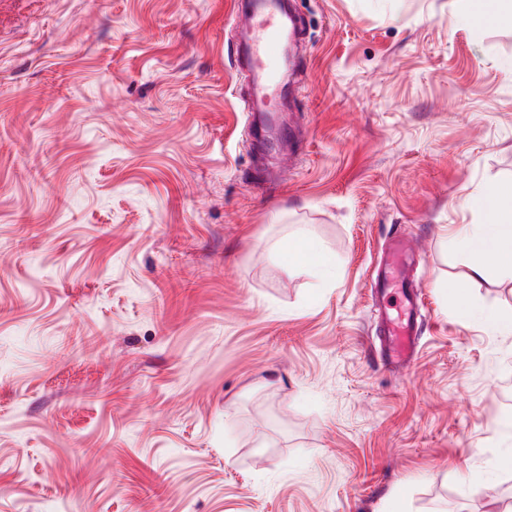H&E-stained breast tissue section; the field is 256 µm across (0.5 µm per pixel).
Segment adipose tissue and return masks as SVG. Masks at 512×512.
Returning <instances> with one entry per match:
<instances>
[{
  "instance_id": "ef3b65f1",
  "label": "adipose tissue",
  "mask_w": 512,
  "mask_h": 512,
  "mask_svg": "<svg viewBox=\"0 0 512 512\" xmlns=\"http://www.w3.org/2000/svg\"><path fill=\"white\" fill-rule=\"evenodd\" d=\"M467 204L481 211L483 220L458 226L450 241L469 257L471 279L484 278L492 270L512 274V184L476 192ZM276 252L288 265L305 267L316 276L331 279L336 275L335 263L309 234L282 239L276 245ZM450 293L461 323L474 324L497 335H512V315L474 302L459 287H451Z\"/></svg>"
}]
</instances>
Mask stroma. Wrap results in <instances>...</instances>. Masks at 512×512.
Returning <instances> with one entry per match:
<instances>
[{"label": "stroma", "instance_id": "1", "mask_svg": "<svg viewBox=\"0 0 512 512\" xmlns=\"http://www.w3.org/2000/svg\"><path fill=\"white\" fill-rule=\"evenodd\" d=\"M242 0H0V512H495L512 335L458 321L446 236L512 182V21L456 0H294L298 85L265 154ZM306 226L325 283L275 241ZM416 253L410 367L375 269ZM413 260V251L399 236L391 240L390 252L377 277L376 286L382 296L392 287H400L404 306L395 317L385 315L379 329V355L386 368L409 366L418 346V304L420 292L408 281L406 269Z\"/></svg>", "mask_w": 512, "mask_h": 512}]
</instances>
